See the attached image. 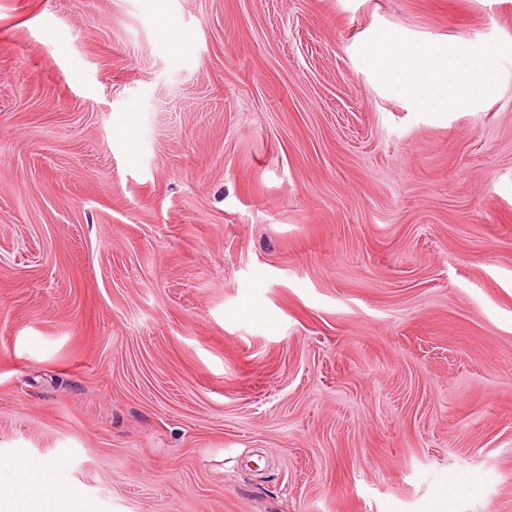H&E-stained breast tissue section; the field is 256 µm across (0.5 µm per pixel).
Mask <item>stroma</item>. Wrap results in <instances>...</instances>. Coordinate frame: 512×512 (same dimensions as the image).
Here are the masks:
<instances>
[{"label": "stroma", "mask_w": 512, "mask_h": 512, "mask_svg": "<svg viewBox=\"0 0 512 512\" xmlns=\"http://www.w3.org/2000/svg\"><path fill=\"white\" fill-rule=\"evenodd\" d=\"M382 31L488 81L421 109ZM1 456L78 512H512V0H0Z\"/></svg>", "instance_id": "35a3bbf8"}]
</instances>
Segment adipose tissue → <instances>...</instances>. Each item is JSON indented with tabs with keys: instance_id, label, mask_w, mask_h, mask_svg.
<instances>
[{
	"instance_id": "ef3b65f1",
	"label": "adipose tissue",
	"mask_w": 512,
	"mask_h": 512,
	"mask_svg": "<svg viewBox=\"0 0 512 512\" xmlns=\"http://www.w3.org/2000/svg\"><path fill=\"white\" fill-rule=\"evenodd\" d=\"M490 55L487 47L471 46L448 64L434 51L412 46L386 32L374 39L370 60L381 76L417 106L448 109L477 93ZM6 469L11 470L17 489L0 497V512H65L57 493L60 462H46L29 470L1 460L0 471Z\"/></svg>"
}]
</instances>
